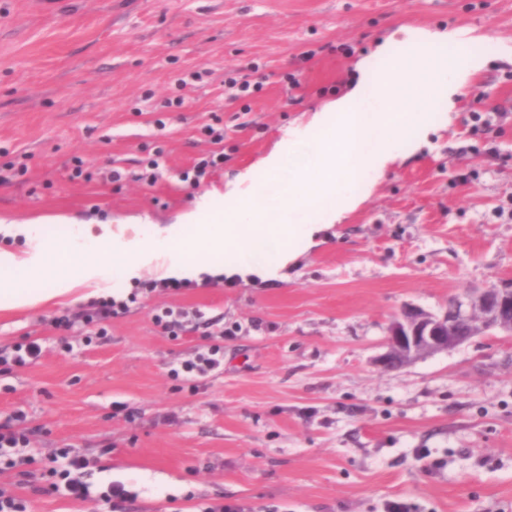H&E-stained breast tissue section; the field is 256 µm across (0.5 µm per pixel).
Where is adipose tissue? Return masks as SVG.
<instances>
[{
    "label": "adipose tissue",
    "mask_w": 512,
    "mask_h": 512,
    "mask_svg": "<svg viewBox=\"0 0 512 512\" xmlns=\"http://www.w3.org/2000/svg\"><path fill=\"white\" fill-rule=\"evenodd\" d=\"M461 40L457 31L415 34L411 49L390 58L385 80L371 92L353 87L314 112L225 184L217 200L176 224L130 236L122 223L97 237L75 224L52 241L34 223L1 224L27 247L0 249V308L65 300L80 286L94 296L111 272L131 281L147 267L162 278L197 283L221 274L278 278L303 245L356 208L403 148L424 143L429 105L447 100L458 76L448 45ZM370 97L379 104L371 112L364 108Z\"/></svg>",
    "instance_id": "obj_1"
}]
</instances>
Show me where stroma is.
<instances>
[{
  "label": "stroma",
  "mask_w": 512,
  "mask_h": 512,
  "mask_svg": "<svg viewBox=\"0 0 512 512\" xmlns=\"http://www.w3.org/2000/svg\"><path fill=\"white\" fill-rule=\"evenodd\" d=\"M457 29L463 72L420 150L273 281L179 291L144 271L105 293L127 301L105 335L50 321L79 302L0 310V348L32 336L44 354L0 367V424L24 412L37 469L60 448L115 482L127 512H512V340L479 336L381 370L403 307L439 313L450 296L512 274V0H0V218L166 226L223 190L313 110L372 82L379 45L408 51L423 30ZM303 68V87L287 76ZM200 81L178 88L190 72ZM252 85L229 100L227 83ZM499 109L494 133L465 93ZM224 129V162L197 189L181 175ZM161 159L155 185L138 181ZM94 174L68 179L73 158ZM120 180H111L112 171ZM184 316L175 336L153 318ZM223 344L207 376L183 364Z\"/></svg>",
  "instance_id": "35a3bbf8"
}]
</instances>
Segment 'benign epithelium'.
I'll return each instance as SVG.
<instances>
[{"label":"benign epithelium","mask_w":512,"mask_h":512,"mask_svg":"<svg viewBox=\"0 0 512 512\" xmlns=\"http://www.w3.org/2000/svg\"><path fill=\"white\" fill-rule=\"evenodd\" d=\"M492 332L512 336L511 276L456 295L441 314L404 308L387 327L385 352L377 365L383 370H399Z\"/></svg>","instance_id":"obj_1"}]
</instances>
